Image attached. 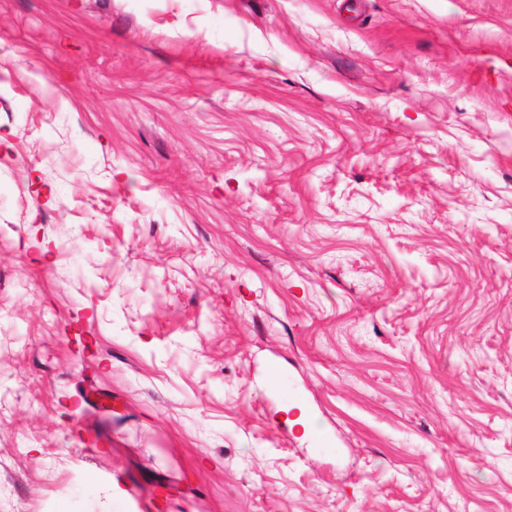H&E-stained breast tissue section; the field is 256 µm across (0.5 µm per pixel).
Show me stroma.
Returning <instances> with one entry per match:
<instances>
[{
	"instance_id": "stroma-1",
	"label": "stroma",
	"mask_w": 512,
	"mask_h": 512,
	"mask_svg": "<svg viewBox=\"0 0 512 512\" xmlns=\"http://www.w3.org/2000/svg\"><path fill=\"white\" fill-rule=\"evenodd\" d=\"M0 512H512V0H0Z\"/></svg>"
}]
</instances>
